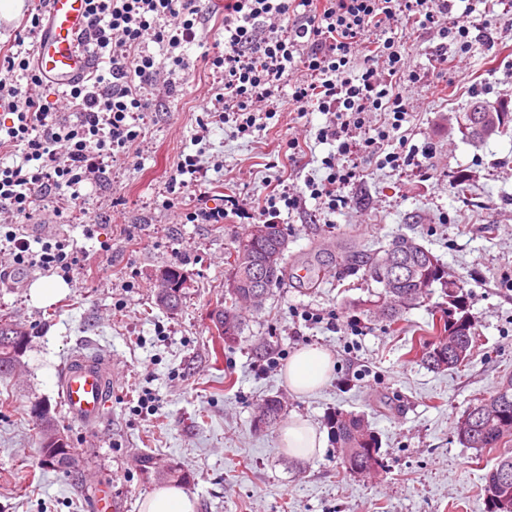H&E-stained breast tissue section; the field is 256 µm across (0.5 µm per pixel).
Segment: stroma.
<instances>
[{
    "label": "stroma",
    "instance_id": "obj_1",
    "mask_svg": "<svg viewBox=\"0 0 512 512\" xmlns=\"http://www.w3.org/2000/svg\"><path fill=\"white\" fill-rule=\"evenodd\" d=\"M200 7L196 39L180 48L181 92L168 96L160 81L146 87L149 107L130 157L80 186L100 222L97 238H85L77 220L52 206L26 218L0 205V229L45 243L69 239L90 252L92 264L109 267L104 278L75 273L46 304L31 289L49 272L29 268L0 282V313L30 333L20 367L0 382V512H88L102 494L108 512H139L158 488L143 478L147 456L193 476L186 492L197 512H487L483 477L512 443L501 451L466 448L454 424L476 395L512 372V128L475 147L462 140L457 121L475 102L512 113V5L480 4L471 16L479 35L465 53L453 40L442 48L432 34L394 30L405 71L417 78L408 114L383 152L368 141L383 129L384 113L354 130L361 175L344 188L348 204L336 212L306 187L323 181L336 151L318 136L330 117L293 112L290 84L261 131L242 135L203 112L215 97L212 61L224 52V10L211 0ZM412 147L428 153L422 168L383 164L385 152ZM188 155L207 173L208 207L229 195L248 209L281 183L298 199L277 218L289 280L261 308L242 305V339L221 352L208 313L224 296L228 254L251 222L231 214L193 224L169 204L165 183ZM347 233L366 249L407 235L440 259L467 292L478 333L465 366L437 373L409 353L441 293L393 326L353 309L372 289L362 274L329 263L319 285H299L307 254L334 251ZM171 266L188 278L174 315L155 299L157 277ZM314 345L332 355V373L315 393L295 394L284 378L288 361ZM79 356L104 362L112 380L104 416L88 426L69 418L57 388ZM270 397L282 401L284 414L256 427ZM37 402L50 406L69 437L74 467L43 465L30 412ZM337 412L368 420L379 441L378 471L344 472L328 424ZM295 419L323 434L321 454L295 459L282 448L281 429Z\"/></svg>",
    "mask_w": 512,
    "mask_h": 512
}]
</instances>
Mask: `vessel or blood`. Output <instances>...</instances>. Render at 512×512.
Returning a JSON list of instances; mask_svg holds the SVG:
<instances>
[{
	"label": "vessel or blood",
	"mask_w": 512,
	"mask_h": 512,
	"mask_svg": "<svg viewBox=\"0 0 512 512\" xmlns=\"http://www.w3.org/2000/svg\"><path fill=\"white\" fill-rule=\"evenodd\" d=\"M46 23L34 47L37 68L66 88L89 75L93 58L83 40L86 20L81 0H46ZM62 403L71 419L99 420L108 405L107 371L93 359L70 364L59 376Z\"/></svg>",
	"instance_id": "1"
}]
</instances>
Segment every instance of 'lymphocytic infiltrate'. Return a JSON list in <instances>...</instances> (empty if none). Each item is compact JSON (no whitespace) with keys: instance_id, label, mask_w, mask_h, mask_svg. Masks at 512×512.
I'll return each mask as SVG.
<instances>
[{"instance_id":"f902f5d3","label":"lymphocytic infiltrate","mask_w":512,"mask_h":512,"mask_svg":"<svg viewBox=\"0 0 512 512\" xmlns=\"http://www.w3.org/2000/svg\"><path fill=\"white\" fill-rule=\"evenodd\" d=\"M200 0H84L86 43L105 67L88 81L73 85L65 105L40 94L44 79L34 59L21 53L0 58V108L12 116L0 123V149L20 147L24 161L0 167V203L19 214H31L37 202L51 197L82 211L81 182L105 175L109 159L129 155L139 137L134 128L147 103L145 86L156 82L160 66L141 54L145 38L167 41L175 67L176 53L195 37ZM455 0H226L224 53L214 59L224 85L225 113L239 133L255 128L257 105L275 99L285 73L299 70L291 102L296 111L317 110L331 120L319 131L335 143L338 155L351 152L353 127L368 113L392 112L388 140L407 115L399 89L404 75L401 46L388 35L401 22L435 30L440 38L469 46V29L459 21L443 24ZM363 59L360 75L350 73ZM25 82H18V75ZM11 266L0 267V281L14 270L38 267L73 276L90 261L88 252L69 250L66 241L31 250L27 241L5 232Z\"/></svg>"}]
</instances>
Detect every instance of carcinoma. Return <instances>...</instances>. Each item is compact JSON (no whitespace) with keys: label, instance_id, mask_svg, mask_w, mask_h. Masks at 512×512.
Masks as SVG:
<instances>
[{"label":"carcinoma","instance_id":"carcinoma-1","mask_svg":"<svg viewBox=\"0 0 512 512\" xmlns=\"http://www.w3.org/2000/svg\"><path fill=\"white\" fill-rule=\"evenodd\" d=\"M472 111L479 115L474 128L459 129L462 139L480 145L491 138L507 132L512 116L506 112H497L483 105H476ZM282 244L277 262L276 274L268 287L257 289L252 281L243 275L240 260L246 261L263 251ZM287 240L280 235L268 239L255 235L247 228L235 241L229 252L227 265L229 276L238 281V287L224 290V302L209 314L212 333L217 339L233 344L240 340L242 322L237 307L242 301L255 307L263 305L270 288L280 285L288 275V263L285 258ZM394 243L382 249L364 250L351 243L338 247L335 256L336 265L348 271H363L366 278L378 285L381 290L369 293L367 299L358 303V309L369 314L380 313L389 322L400 320L402 313L419 302L422 295H430L434 284L441 285L447 300L439 318L425 334L412 342L410 352L425 367L436 370H453L468 363L476 341L474 324L468 315L466 297L463 288L445 276L439 259L421 245L401 255V262L407 270V276L389 286L381 278L380 271L387 266L392 255ZM454 317L456 322L448 321ZM30 335L26 328L10 317L0 314V380L9 378L21 362ZM33 407L40 408L33 414L38 426L39 448L45 464L59 469H68L74 464V454L70 444L59 443L60 428L51 415L47 404L39 402ZM280 400L270 398L265 401L258 416L257 426L276 423L283 415ZM330 429L336 439L337 450L345 471L353 476H361L377 470L381 465L379 443L368 428L367 422L360 416L337 412L331 416ZM455 433L459 443L467 448L492 449L505 442H512V375L502 379L496 388L487 395L476 399L455 423ZM147 476L176 482L181 485L192 483V476L179 466L170 464L159 467L152 459L143 460ZM484 492L488 505L487 512H512V454H502L484 477Z\"/></svg>","mask_w":512,"mask_h":512}]
</instances>
